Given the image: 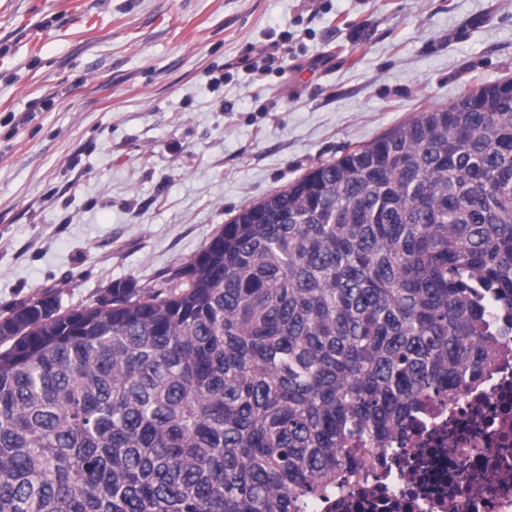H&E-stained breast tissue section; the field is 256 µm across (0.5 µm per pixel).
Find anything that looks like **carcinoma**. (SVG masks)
I'll return each instance as SVG.
<instances>
[{"instance_id": "cac0c4a2", "label": "carcinoma", "mask_w": 512, "mask_h": 512, "mask_svg": "<svg viewBox=\"0 0 512 512\" xmlns=\"http://www.w3.org/2000/svg\"><path fill=\"white\" fill-rule=\"evenodd\" d=\"M512 322V77L243 207L162 289L0 317V512H299Z\"/></svg>"}]
</instances>
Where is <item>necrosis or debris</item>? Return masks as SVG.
Returning <instances> with one entry per match:
<instances>
[{"label": "necrosis or debris", "instance_id": "necrosis-or-debris-1", "mask_svg": "<svg viewBox=\"0 0 512 512\" xmlns=\"http://www.w3.org/2000/svg\"><path fill=\"white\" fill-rule=\"evenodd\" d=\"M461 398L419 417L365 457L309 512H512V330Z\"/></svg>", "mask_w": 512, "mask_h": 512}]
</instances>
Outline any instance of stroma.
Wrapping results in <instances>:
<instances>
[{"label":"stroma","mask_w":512,"mask_h":512,"mask_svg":"<svg viewBox=\"0 0 512 512\" xmlns=\"http://www.w3.org/2000/svg\"><path fill=\"white\" fill-rule=\"evenodd\" d=\"M507 76L512 0H0V314L162 288L244 206Z\"/></svg>","instance_id":"obj_1"}]
</instances>
